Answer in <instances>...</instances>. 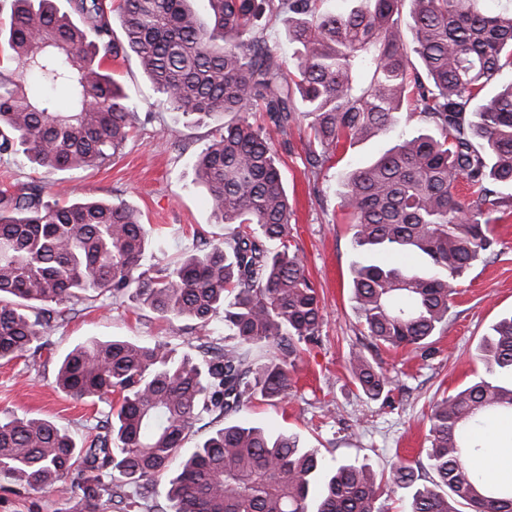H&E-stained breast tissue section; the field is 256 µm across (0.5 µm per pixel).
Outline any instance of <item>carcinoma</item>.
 Instances as JSON below:
<instances>
[{"instance_id": "cac0c4a2", "label": "carcinoma", "mask_w": 512, "mask_h": 512, "mask_svg": "<svg viewBox=\"0 0 512 512\" xmlns=\"http://www.w3.org/2000/svg\"><path fill=\"white\" fill-rule=\"evenodd\" d=\"M11 0L0 27V156L66 172L118 154L137 107L105 68L138 58L166 108L195 121L232 118L194 162V181L224 241L200 240L181 261L141 269L149 236L125 201H54L0 193V360L42 347L44 330L106 294L127 292L167 319L204 330L224 315V344L202 358L164 343L90 338L60 361L55 387L117 404L105 430L77 444L53 422L0 418V480L43 492L68 475L75 512L118 498L146 512H381L373 473L329 464L297 436L227 423L193 450L183 444L203 415L229 419L259 398L284 400L299 345L321 335L323 309L289 240L291 204L275 143L308 121L313 168L347 147L399 131L375 160L344 173L341 207L352 226V299L373 347L424 349L447 323L458 278L492 244L490 225L512 209V0ZM410 6L412 25L402 24ZM123 36L113 34V12ZM284 26L293 64L269 43ZM501 90L489 99L484 91ZM420 117L400 128L403 106ZM266 112L272 127L245 113ZM464 181L470 196L456 194ZM391 252L429 266L377 264ZM488 374L512 373V316L482 339ZM358 389L375 398L390 378L362 354L349 360ZM512 414V386L490 377L435 402L427 459L437 480L411 494L410 512H512V486L473 470L474 430ZM173 473L168 508L148 484ZM414 468L392 470L410 488Z\"/></svg>"}]
</instances>
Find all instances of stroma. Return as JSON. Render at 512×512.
Here are the masks:
<instances>
[{"label":"stroma","instance_id":"35a3bbf8","mask_svg":"<svg viewBox=\"0 0 512 512\" xmlns=\"http://www.w3.org/2000/svg\"><path fill=\"white\" fill-rule=\"evenodd\" d=\"M136 103L140 122L120 153L91 170L56 172L23 157L0 158V191L38 186L45 198L64 192L72 200H122L141 215L151 241L147 263L173 262L198 238L220 241L225 227L214 218L194 182L193 161L211 142L214 123H192L159 106L136 57L109 65ZM307 122L297 119L278 146L285 186L293 203L291 243L320 298L324 323L317 341L304 344L286 400H256L239 419L272 432L296 435L325 458L368 465L389 478L393 466L425 461L432 404L455 394L486 367L478 356L482 337L512 315V214L492 227L493 244L462 278L444 330L427 350H371L350 294L352 230L340 207V175L390 146V139L349 148L344 159L312 173L306 160ZM191 321L178 332L131 297L104 300L49 329L48 345L10 362L0 361V415L29 414L52 420L83 441L89 420L107 403L73 399L54 385L56 360L89 338L166 342L181 353L196 350ZM363 352L391 379L388 395L368 398L351 381L347 361ZM65 488L38 493L0 481V512H62Z\"/></svg>","mask_w":512,"mask_h":512}]
</instances>
